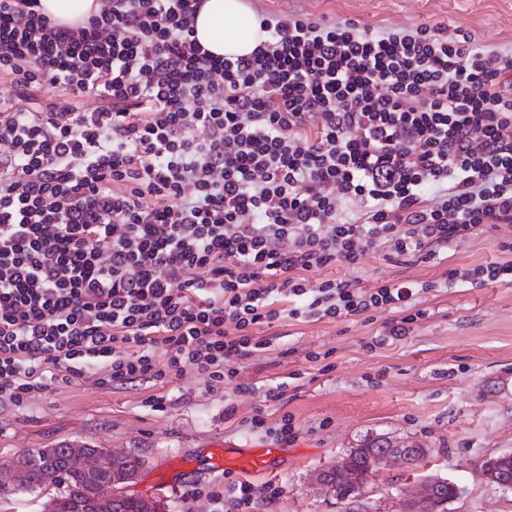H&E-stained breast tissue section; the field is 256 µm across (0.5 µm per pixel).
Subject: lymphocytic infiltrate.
Listing matches in <instances>:
<instances>
[{
    "instance_id": "lymphocytic-infiltrate-1",
    "label": "lymphocytic infiltrate",
    "mask_w": 512,
    "mask_h": 512,
    "mask_svg": "<svg viewBox=\"0 0 512 512\" xmlns=\"http://www.w3.org/2000/svg\"><path fill=\"white\" fill-rule=\"evenodd\" d=\"M201 4L109 0L65 26L0 0V401L61 369L233 378L281 298L289 317L342 320L416 294L307 273L379 245L432 259L512 224L511 53L438 26L262 15L254 52L215 57ZM45 82L112 107L23 110Z\"/></svg>"
}]
</instances>
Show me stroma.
<instances>
[{"label": "stroma", "mask_w": 512, "mask_h": 512, "mask_svg": "<svg viewBox=\"0 0 512 512\" xmlns=\"http://www.w3.org/2000/svg\"><path fill=\"white\" fill-rule=\"evenodd\" d=\"M253 13L352 20L363 28L403 31L422 24L462 32L490 50H512V0H246ZM512 224L484 227L447 254L407 262L387 248L367 251L356 267L308 273L310 285L328 278L365 290L385 282L423 284L411 302L423 310L408 336L371 347L387 309L341 321L281 317L260 335L264 350L237 367L234 379L207 384L194 370L159 384L103 385L94 377L55 376L22 406L0 402V462L27 450L80 442L121 448L145 465L135 493L160 512H213L209 491L225 484H272L282 496L260 501L255 512H347L346 502L317 489V472L364 441L384 438L428 449L414 469L392 466L372 477L363 504L395 512L406 487L439 475L460 493L448 512H512V490L477 475L490 457L512 453V282L446 285L451 268L512 262ZM312 352L322 360L309 361ZM284 385L281 399L267 389ZM234 416H226L227 405ZM262 416L264 427L251 425ZM291 417L294 440L274 435ZM278 449L268 473H227L225 453ZM201 495L186 502V490Z\"/></svg>", "instance_id": "35a3bbf8"}]
</instances>
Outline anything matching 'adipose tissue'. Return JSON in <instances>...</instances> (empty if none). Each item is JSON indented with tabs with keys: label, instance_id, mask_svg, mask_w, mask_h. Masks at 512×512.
Wrapping results in <instances>:
<instances>
[{
	"label": "adipose tissue",
	"instance_id": "1",
	"mask_svg": "<svg viewBox=\"0 0 512 512\" xmlns=\"http://www.w3.org/2000/svg\"><path fill=\"white\" fill-rule=\"evenodd\" d=\"M194 36L211 55H248L263 34L244 0H204L194 21Z\"/></svg>",
	"mask_w": 512,
	"mask_h": 512
}]
</instances>
